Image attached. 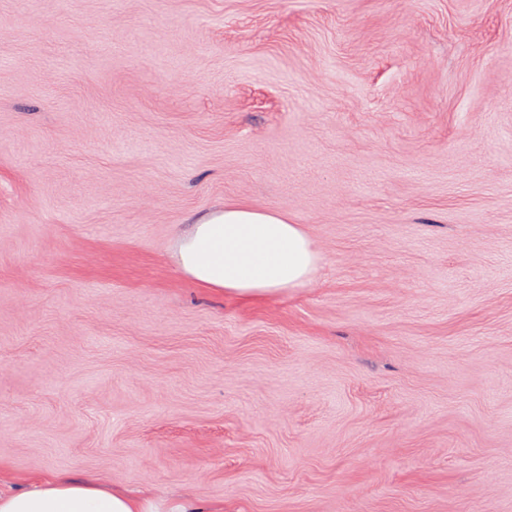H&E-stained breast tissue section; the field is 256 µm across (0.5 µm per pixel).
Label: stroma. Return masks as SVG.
Listing matches in <instances>:
<instances>
[{"label": "stroma", "mask_w": 512, "mask_h": 512, "mask_svg": "<svg viewBox=\"0 0 512 512\" xmlns=\"http://www.w3.org/2000/svg\"><path fill=\"white\" fill-rule=\"evenodd\" d=\"M224 204L316 280L180 274ZM0 474L512 512V0H0ZM172 243L178 270L210 293L262 300L308 287L322 256L285 213L224 205L193 216Z\"/></svg>", "instance_id": "obj_1"}]
</instances>
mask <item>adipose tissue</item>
I'll return each instance as SVG.
<instances>
[{"label":"adipose tissue","instance_id":"adipose-tissue-1","mask_svg":"<svg viewBox=\"0 0 512 512\" xmlns=\"http://www.w3.org/2000/svg\"><path fill=\"white\" fill-rule=\"evenodd\" d=\"M178 270L208 292L262 300L308 287L322 256L301 225L285 213L225 205L191 217L172 243ZM0 512H224L188 496L159 500L86 478H35L0 493Z\"/></svg>","mask_w":512,"mask_h":512}]
</instances>
